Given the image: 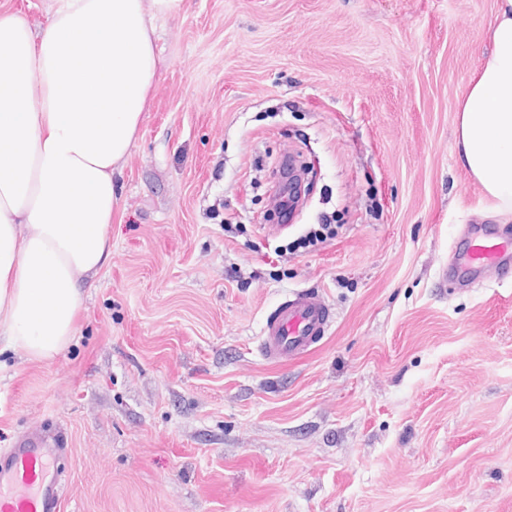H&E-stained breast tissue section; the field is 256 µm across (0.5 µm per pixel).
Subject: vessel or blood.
<instances>
[{
  "instance_id": "b4317fda",
  "label": "vessel or blood",
  "mask_w": 512,
  "mask_h": 512,
  "mask_svg": "<svg viewBox=\"0 0 512 512\" xmlns=\"http://www.w3.org/2000/svg\"><path fill=\"white\" fill-rule=\"evenodd\" d=\"M512 263V242L486 225H467L443 274L462 283L481 281L485 273ZM332 310L320 294L295 290L265 318L258 348L279 363L310 352L329 331ZM59 449L29 441L0 450V512H59L61 491L56 462Z\"/></svg>"
}]
</instances>
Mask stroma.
<instances>
[{"label":"stroma","instance_id":"stroma-1","mask_svg":"<svg viewBox=\"0 0 512 512\" xmlns=\"http://www.w3.org/2000/svg\"><path fill=\"white\" fill-rule=\"evenodd\" d=\"M495 0H181L158 23L112 262L52 362L0 335V448L61 440L60 512H512V266L442 283L488 201L453 107ZM310 162L288 229L269 173ZM334 239L289 243L323 217ZM332 327L272 363L264 317ZM332 322V310L323 296L292 291L263 321L260 354L275 363L297 360L324 338Z\"/></svg>","mask_w":512,"mask_h":512}]
</instances>
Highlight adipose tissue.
I'll return each instance as SVG.
<instances>
[{
    "instance_id": "obj_1",
    "label": "adipose tissue",
    "mask_w": 512,
    "mask_h": 512,
    "mask_svg": "<svg viewBox=\"0 0 512 512\" xmlns=\"http://www.w3.org/2000/svg\"><path fill=\"white\" fill-rule=\"evenodd\" d=\"M179 0H52L33 27L0 4V334L51 362L73 340L84 283L112 261L106 234L154 87L153 34ZM456 96L459 160L512 222V0Z\"/></svg>"
}]
</instances>
